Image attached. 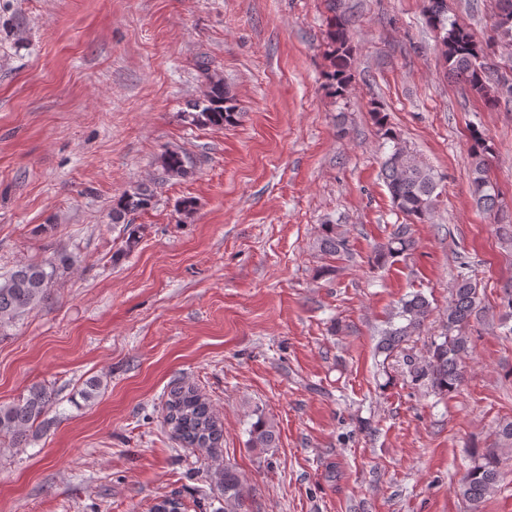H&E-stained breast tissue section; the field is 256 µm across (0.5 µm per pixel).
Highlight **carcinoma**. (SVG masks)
I'll use <instances>...</instances> for the list:
<instances>
[{
    "instance_id": "carcinoma-1",
    "label": "carcinoma",
    "mask_w": 512,
    "mask_h": 512,
    "mask_svg": "<svg viewBox=\"0 0 512 512\" xmlns=\"http://www.w3.org/2000/svg\"><path fill=\"white\" fill-rule=\"evenodd\" d=\"M425 13L427 23L439 32V52L447 77L469 86L492 107L502 99L511 100L512 80L502 76L491 81L495 70L491 53L474 42L465 26L448 17L446 0H427ZM495 28L501 40L512 41V0H496ZM325 56L328 60L327 81L334 94L341 96L351 80L352 53L347 21L340 15L335 16V24L329 32ZM374 115L380 138L389 146L382 163L383 180L394 207L408 220L406 224L397 225L391 234L379 253L382 260L414 248L412 225L430 219L438 195L433 170L400 140L386 114L376 109ZM239 118L240 112L226 90L224 80L215 75L209 78L204 98L194 102L184 113L188 124L199 127H231ZM470 141L473 193L478 203L492 211L498 206V194L488 178L486 166V157L492 147L478 130L471 132ZM160 167L168 177H184L190 172L186 157L176 148L164 152ZM153 198L151 189L140 185L133 187L112 210V223L119 224L127 214L148 209ZM316 245L321 252L331 256L349 254L346 237L336 232L334 224L321 225ZM69 266L71 258L61 255L54 260L20 265L0 274V326L37 309L48 298L59 271ZM480 303L477 282L468 272L459 271L448 303L443 340L434 343L426 357L410 354L404 357L412 380L427 383L439 393L457 387L462 378L460 364L470 348V337L465 328ZM431 312L430 301L420 293L405 300L399 312L404 323L385 331L381 349L391 353L407 338L420 333ZM52 404V393L40 385L30 387L25 395L12 403L1 404L0 437L11 439L15 446L25 444L29 430L39 423ZM165 409V422L179 441L199 449L211 459L222 457V423L195 387L179 385L171 389ZM496 436V447L488 449L481 461L468 469L462 478L459 492L468 504L469 512H480L481 504L499 481L501 459L512 457V421L499 425ZM277 440L273 423L257 414L249 429L251 446L273 448ZM213 476L224 491V508L220 512H249L245 476L230 464L216 468Z\"/></svg>"
}]
</instances>
